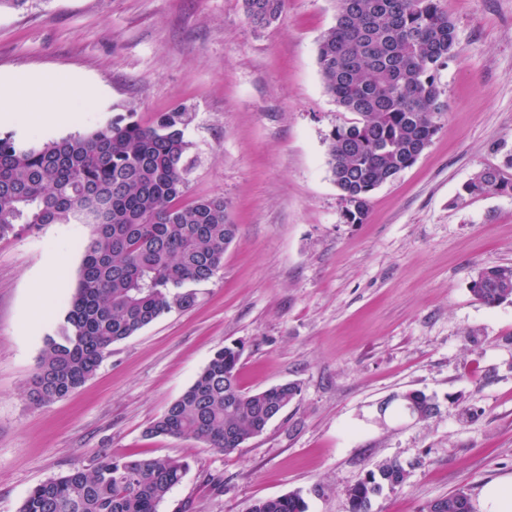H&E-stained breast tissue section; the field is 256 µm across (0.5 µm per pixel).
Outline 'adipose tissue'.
<instances>
[{"label": "adipose tissue", "instance_id": "1", "mask_svg": "<svg viewBox=\"0 0 512 512\" xmlns=\"http://www.w3.org/2000/svg\"><path fill=\"white\" fill-rule=\"evenodd\" d=\"M100 96L97 85L78 77L60 80L35 72L0 76V126L22 129L73 124L76 116L60 111V103H90Z\"/></svg>", "mask_w": 512, "mask_h": 512}]
</instances>
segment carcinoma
Here are the masks:
<instances>
[{
	"instance_id": "cac0c4a2",
	"label": "carcinoma",
	"mask_w": 512,
	"mask_h": 512,
	"mask_svg": "<svg viewBox=\"0 0 512 512\" xmlns=\"http://www.w3.org/2000/svg\"><path fill=\"white\" fill-rule=\"evenodd\" d=\"M287 0H243L257 28L275 24ZM454 23L440 0H338L335 24L320 39L317 65L326 91L353 121L329 134L327 165L351 224L368 215L370 193L412 166L440 129L449 104L439 74L456 56ZM186 113L150 125L114 119L89 133L18 142L0 137V238L16 225L88 224L82 264L58 332L47 337L30 380L37 405L79 388L112 344L196 301L239 227L222 197L184 201ZM468 196L512 194V182L484 168L462 186ZM470 291L495 306L512 301V264L478 269ZM241 348L217 350L194 381L147 429L150 436L193 440L230 453L256 437L299 395L293 382L246 392L238 381ZM413 415L436 407L419 391L400 396ZM188 464L169 457L102 455L34 486L19 512H159ZM396 461L369 470L347 491L348 512L401 485ZM247 512H307L298 493L260 499ZM424 512H472L459 491Z\"/></svg>"
}]
</instances>
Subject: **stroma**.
Instances as JSON below:
<instances>
[{
  "label": "stroma",
  "instance_id": "1",
  "mask_svg": "<svg viewBox=\"0 0 512 512\" xmlns=\"http://www.w3.org/2000/svg\"><path fill=\"white\" fill-rule=\"evenodd\" d=\"M458 54L440 73L450 109L417 161L347 223L327 138L352 121L323 87L317 45L336 0H288L253 28L242 0H0V74L45 71L98 84L77 127L190 114L188 199L220 196L238 238L188 310L113 344L67 398L33 403L28 383L69 308L90 229L17 227L0 238V512L38 483L102 455L171 457L189 469L159 512H246L291 492L308 512H347V491L398 461L405 481L371 512H423L512 476V302L488 306L470 282L512 264V195L468 197L481 169L512 181V0H440ZM69 275L45 307L30 284L48 256ZM241 347V387L295 382L300 394L232 452L146 431L214 352ZM420 391L436 414L392 404ZM386 413H379L381 403Z\"/></svg>",
  "mask_w": 512,
  "mask_h": 512
}]
</instances>
